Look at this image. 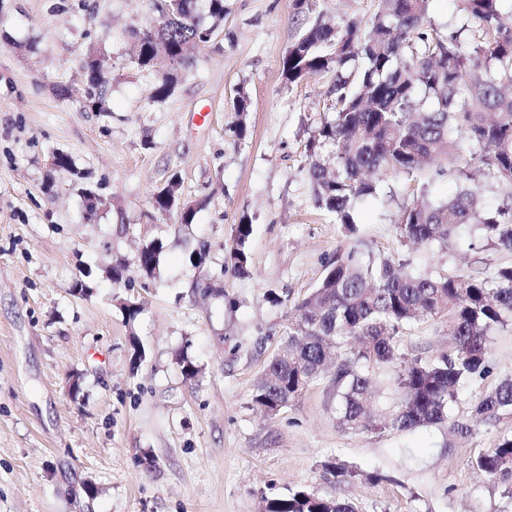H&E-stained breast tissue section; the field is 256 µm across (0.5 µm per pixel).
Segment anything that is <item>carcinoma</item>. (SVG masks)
<instances>
[{"label":"carcinoma","mask_w":512,"mask_h":512,"mask_svg":"<svg viewBox=\"0 0 512 512\" xmlns=\"http://www.w3.org/2000/svg\"><path fill=\"white\" fill-rule=\"evenodd\" d=\"M429 0H382L360 32L356 22L336 28L314 23L288 49L282 73L289 82L334 72L328 96L332 119L308 140V179L318 208L351 223L355 202L375 193L374 171L415 178L427 165L454 176L457 193L434 204L416 194L401 208L397 236L409 243L447 245L456 228L473 224L482 246L512 253V201L493 211L467 187L478 167L512 186V0H460L466 24L443 34L427 20ZM224 21V0H179L162 30L132 32L137 64L154 67L173 58L204 30ZM475 34L466 39L469 27ZM471 82L462 86L463 72ZM84 100L106 112L103 60L83 66ZM173 175L152 198L158 212L179 195ZM249 224H239L231 247L235 270L247 269ZM165 243L140 252V274L154 277ZM288 339L253 386V404L268 415L297 399L328 365L336 391L338 425L355 433L411 431L450 423L460 440L474 423L512 413V373L474 399L471 421L449 420L461 389L487 372L491 333L512 326V264L492 271L422 272L408 258H364L355 247L336 249L317 288L295 304ZM444 318L451 348L433 356H408L397 337L418 322ZM388 369L394 398L378 419L367 416L374 376ZM474 468L500 480L512 498V434L475 458ZM265 512H356L346 500L297 490L267 502Z\"/></svg>","instance_id":"carcinoma-1"}]
</instances>
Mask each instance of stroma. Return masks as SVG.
Segmentation results:
<instances>
[{
    "instance_id": "obj_1",
    "label": "stroma",
    "mask_w": 512,
    "mask_h": 512,
    "mask_svg": "<svg viewBox=\"0 0 512 512\" xmlns=\"http://www.w3.org/2000/svg\"><path fill=\"white\" fill-rule=\"evenodd\" d=\"M224 6L215 38L189 53L158 101L129 37L157 22L153 0H0V512H261L297 490L357 512H512L501 484L473 466L512 434V414L461 443L445 424L351 433L337 424L327 375L275 417L253 407L294 304L337 248L399 251L424 272L493 268L512 255L477 248L469 224L449 251L400 245L395 225L413 193L440 203L457 189L434 166L413 181L371 174L376 192L357 203L354 230L316 206L306 144L331 115L334 75L291 83L282 60L315 21L363 23L381 0H312L302 17L293 0ZM90 55L108 71L106 113L73 94ZM60 154L69 167L55 166ZM174 174L184 199L203 203L187 227L152 206ZM241 223L252 227L242 273L230 256ZM157 237L167 249L146 280L137 252ZM203 244L223 295L191 290L189 256ZM117 261L130 284L110 279ZM126 300L142 308L135 320ZM398 344L447 350L448 323L414 324ZM181 353L196 379H183ZM487 359L453 419H469L471 402L512 373V331L493 334ZM336 459L349 475L326 474Z\"/></svg>"
}]
</instances>
